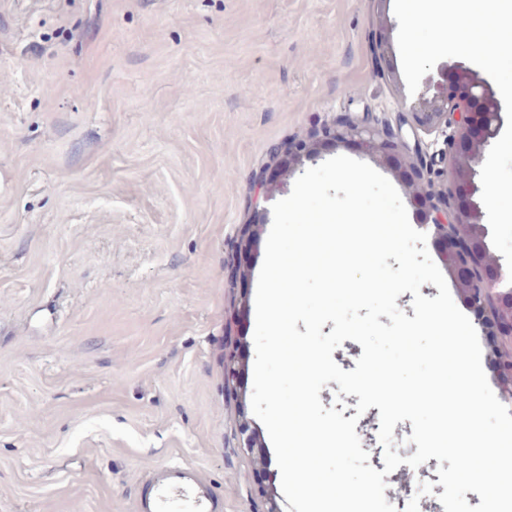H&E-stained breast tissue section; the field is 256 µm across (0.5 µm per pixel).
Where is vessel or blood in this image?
<instances>
[{"instance_id": "vessel-or-blood-1", "label": "vessel or blood", "mask_w": 512, "mask_h": 512, "mask_svg": "<svg viewBox=\"0 0 512 512\" xmlns=\"http://www.w3.org/2000/svg\"><path fill=\"white\" fill-rule=\"evenodd\" d=\"M135 512H224V500L195 466L168 462L143 483Z\"/></svg>"}]
</instances>
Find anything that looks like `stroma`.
<instances>
[{
	"label": "stroma",
	"mask_w": 512,
	"mask_h": 512,
	"mask_svg": "<svg viewBox=\"0 0 512 512\" xmlns=\"http://www.w3.org/2000/svg\"><path fill=\"white\" fill-rule=\"evenodd\" d=\"M376 25L373 0H0V512H134L169 461L224 512H264L239 446L255 310H238L235 247L291 193L250 204L290 139L348 116L433 157ZM344 401L383 470L378 408ZM437 467L399 466L387 501L442 494ZM389 0H374L377 5V13L379 17L377 30L372 33V41H374L379 51V62L382 69H386L388 75L392 77L398 84L397 73L394 65L393 47L390 39L389 21L386 17L385 5ZM241 340L243 338L238 337L235 347L224 353V373H226L229 384L232 383L233 385L234 380L244 367L246 359Z\"/></svg>",
	"instance_id": "35a3bbf8"
}]
</instances>
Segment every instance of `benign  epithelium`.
Masks as SVG:
<instances>
[{
	"mask_svg": "<svg viewBox=\"0 0 512 512\" xmlns=\"http://www.w3.org/2000/svg\"><path fill=\"white\" fill-rule=\"evenodd\" d=\"M379 17L372 33L382 69L397 79L387 0H374ZM420 130L432 134L443 128V148L437 151L440 167L406 163L393 142L379 131L343 119L331 127L274 148L275 162L256 172L254 204L268 199L287 177L303 170L329 148L353 144L409 189L408 203L418 223L436 247L448 272L474 314L475 324L489 341L495 358L503 399L512 404V284L507 268L491 257L481 201L480 170L485 154L501 129V107L492 86L460 61L444 62L428 77L409 104ZM263 225L247 224L238 242L232 280L239 290V312L246 309L247 289ZM241 340L224 353V373L232 383L244 367ZM240 447L257 457L254 479L261 486L265 512H282L269 479L270 462L259 433L238 403Z\"/></svg>",
	"mask_w": 512,
	"mask_h": 512,
	"instance_id": "7a95c632",
	"label": "benign epithelium"
}]
</instances>
